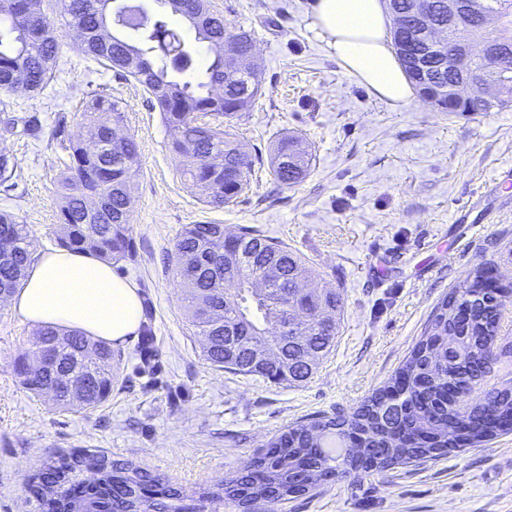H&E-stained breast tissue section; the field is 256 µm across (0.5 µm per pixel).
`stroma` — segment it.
<instances>
[{"instance_id":"1","label":"stroma","mask_w":512,"mask_h":512,"mask_svg":"<svg viewBox=\"0 0 512 512\" xmlns=\"http://www.w3.org/2000/svg\"><path fill=\"white\" fill-rule=\"evenodd\" d=\"M232 27L254 31L261 92L233 119L259 162L224 208L202 203L168 149L171 133L133 79L84 58L58 26L57 72L40 94H12L16 111L52 116L83 109L87 93L123 99L139 145L132 182L137 260L121 275L140 288L155 357L138 339L120 344L119 383L91 412H62L19 384L36 332L0 305V512H34L24 479L49 452L102 450L195 489L236 472L293 423L350 412L397 370L435 308L476 267L512 283V193L491 192L512 169V107L471 116L421 100L395 109L346 74L309 26L308 0H210ZM294 134L309 144L306 178L287 188L269 172L270 148ZM15 187L0 208L27 224L38 250L56 247L50 138H17ZM235 233L257 226L288 243L343 299L336 343L312 377L275 384L209 365L184 311L168 258L189 224ZM498 360L481 392L512 382V296L502 309ZM264 512H512V433L440 459L321 485Z\"/></svg>"}]
</instances>
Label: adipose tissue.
<instances>
[{
	"label": "adipose tissue",
	"instance_id": "ef3b65f1",
	"mask_svg": "<svg viewBox=\"0 0 512 512\" xmlns=\"http://www.w3.org/2000/svg\"><path fill=\"white\" fill-rule=\"evenodd\" d=\"M308 15L337 62L361 86L394 108L412 102L413 87L391 48L384 0H310ZM11 304L34 327L76 329L112 345L137 336L141 327L136 283L86 252H44Z\"/></svg>",
	"mask_w": 512,
	"mask_h": 512
}]
</instances>
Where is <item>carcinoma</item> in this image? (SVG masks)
<instances>
[{"instance_id":"1","label":"carcinoma","mask_w":512,"mask_h":512,"mask_svg":"<svg viewBox=\"0 0 512 512\" xmlns=\"http://www.w3.org/2000/svg\"><path fill=\"white\" fill-rule=\"evenodd\" d=\"M69 25L90 34L81 51L104 69L138 82L158 108L171 132L169 150L193 162L183 174L206 205L222 208L234 202L250 184L255 159L224 120L248 110L260 89L258 70L251 66L253 34L234 31L212 11L209 0H164L174 16L188 21L195 40L210 53L202 65L195 49L168 27L167 21L142 13L127 0H57ZM477 12L499 15V32L512 38V0H474ZM124 29L139 32L131 42ZM396 56L413 88L418 72L415 50L393 33ZM60 44L53 19L37 8L36 0H0V94L16 92L14 75L28 77L25 92L38 94L53 80ZM475 71L504 89L493 100L458 101L438 98V111L452 115L492 112L512 106V58L490 66L475 62ZM436 85L453 82L455 72L444 58L434 61ZM123 102L104 92L90 96L81 115L82 135L72 138L67 113L53 120L52 138L67 158L55 177L58 189V246L95 255L118 264L134 260L132 199L129 184L139 171V149L131 136L109 152L93 156L86 142H107L111 131L124 127ZM43 133L38 112H17L0 99V142L17 136L33 140ZM311 166V154L293 137L273 147L271 174L285 187L300 183ZM16 159L0 148V185L11 181ZM35 241L28 225L8 210H0V292L21 288L34 260ZM171 273L183 291L186 313L199 336L211 337L203 356L211 366L252 374L281 383H302L327 355L337 335V321H322L327 309L336 312V289L298 285L312 277L304 258L287 244L258 228L228 235L222 224H188L173 247ZM504 286L491 266L476 268L465 283L437 307L424 335L385 383L351 412L297 424L273 436L265 449L240 471L206 487L186 490L124 459L85 449L52 452L39 471L25 479L26 491L38 512H220L228 500L240 512H260L272 501H287L329 480L373 473L437 459L467 445L489 441L512 431V384L467 401L495 360L496 338ZM281 329L279 352L292 361L291 371L276 360L257 368L249 349L263 331ZM233 331L242 348L224 350V333ZM139 351L154 356L152 328L144 324ZM453 336L444 363L438 344ZM51 348L58 371H83L72 353L93 350L103 368L82 378L85 392L59 386L54 373L31 375L20 366L21 385L40 396L43 388L56 392L53 404L64 411H93L104 404L118 380L112 347L77 330L45 326L37 330L31 353ZM94 470L98 481L88 486L83 472Z\"/></svg>"}]
</instances>
